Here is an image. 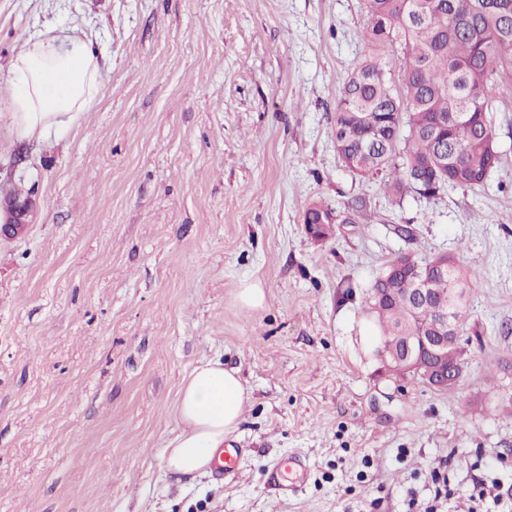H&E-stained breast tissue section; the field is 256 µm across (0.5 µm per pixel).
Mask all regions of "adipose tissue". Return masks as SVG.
Segmentation results:
<instances>
[{
    "instance_id": "obj_1",
    "label": "adipose tissue",
    "mask_w": 512,
    "mask_h": 512,
    "mask_svg": "<svg viewBox=\"0 0 512 512\" xmlns=\"http://www.w3.org/2000/svg\"><path fill=\"white\" fill-rule=\"evenodd\" d=\"M7 81L9 118L23 138L45 139L68 130L102 91L100 51L92 40L31 36L16 51ZM249 400L236 372L217 359L199 363L177 406L180 432L164 450L167 471L196 475L209 468L216 448L235 433Z\"/></svg>"
}]
</instances>
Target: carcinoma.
<instances>
[{
    "instance_id": "carcinoma-1",
    "label": "carcinoma",
    "mask_w": 512,
    "mask_h": 512,
    "mask_svg": "<svg viewBox=\"0 0 512 512\" xmlns=\"http://www.w3.org/2000/svg\"><path fill=\"white\" fill-rule=\"evenodd\" d=\"M364 50L343 82L336 109V151L361 176L385 175L399 195L435 198L456 187H481L500 161L491 118L495 90H512V0H364ZM402 72L401 83L392 74ZM475 89L476 99L468 94ZM305 224H333L330 209L310 204ZM433 268L442 257L402 254L370 287V310L388 341L429 332L448 289L473 287L456 258L434 297L416 305L406 294L404 262Z\"/></svg>"
}]
</instances>
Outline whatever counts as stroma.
Returning a JSON list of instances; mask_svg holds the SVG:
<instances>
[{"label": "stroma", "mask_w": 512, "mask_h": 512, "mask_svg": "<svg viewBox=\"0 0 512 512\" xmlns=\"http://www.w3.org/2000/svg\"><path fill=\"white\" fill-rule=\"evenodd\" d=\"M363 0H0V100L23 39L98 42L104 86L61 136L0 122V512H417L431 476L512 484V93L481 188L392 198L338 157ZM340 212L313 240L303 211ZM449 254L469 367L437 390L367 352L369 287L395 257ZM266 290L245 311L243 281ZM250 393L224 480L163 451L192 369ZM300 452L299 492L267 469ZM29 198L20 199L19 197H11L6 199V203H1V209L7 215L5 224H1L0 233L14 235L18 229L25 223L24 216H26L29 209Z\"/></svg>", "instance_id": "stroma-1"}]
</instances>
